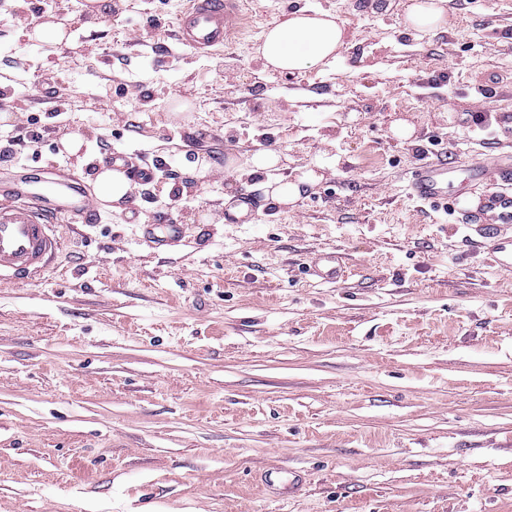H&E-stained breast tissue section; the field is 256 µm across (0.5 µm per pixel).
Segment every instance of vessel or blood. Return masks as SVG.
<instances>
[{"instance_id":"b4317fda","label":"vessel or blood","mask_w":512,"mask_h":512,"mask_svg":"<svg viewBox=\"0 0 512 512\" xmlns=\"http://www.w3.org/2000/svg\"><path fill=\"white\" fill-rule=\"evenodd\" d=\"M243 0H189L177 20L178 41L200 53L234 41L244 25ZM471 179L497 186L484 204L492 211L493 223H483L479 212L465 210L448 198V186L458 169ZM406 196L424 206L450 205L468 241L485 253L490 265L512 272V155L451 163L427 161L405 173ZM99 207L78 177L53 174L40 169L0 178V280H24L45 270L59 245L53 231L58 221L93 224ZM308 272L326 283L344 275L338 256L323 253L311 258Z\"/></svg>"}]
</instances>
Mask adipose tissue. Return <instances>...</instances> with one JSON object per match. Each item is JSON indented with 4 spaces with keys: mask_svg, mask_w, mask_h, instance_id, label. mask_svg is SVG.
<instances>
[{
    "mask_svg": "<svg viewBox=\"0 0 512 512\" xmlns=\"http://www.w3.org/2000/svg\"><path fill=\"white\" fill-rule=\"evenodd\" d=\"M344 37L343 27L332 14L299 9L267 29L257 52L266 66L295 71L335 56Z\"/></svg>",
    "mask_w": 512,
    "mask_h": 512,
    "instance_id": "1",
    "label": "adipose tissue"
}]
</instances>
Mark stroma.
I'll return each instance as SVG.
<instances>
[{
	"label": "stroma",
	"mask_w": 512,
	"mask_h": 512,
	"mask_svg": "<svg viewBox=\"0 0 512 512\" xmlns=\"http://www.w3.org/2000/svg\"><path fill=\"white\" fill-rule=\"evenodd\" d=\"M406 2L247 0L239 42L198 56L167 0H0V137L40 134L16 164L90 183L123 150L154 172L0 283V512H512V276L401 182L512 153V0H448L433 31ZM299 4L345 46L265 68L264 31ZM264 145L278 163L249 173ZM243 193L252 220L225 223ZM163 218L181 235L157 247ZM317 251L344 281L306 274Z\"/></svg>",
	"instance_id": "obj_1"
}]
</instances>
